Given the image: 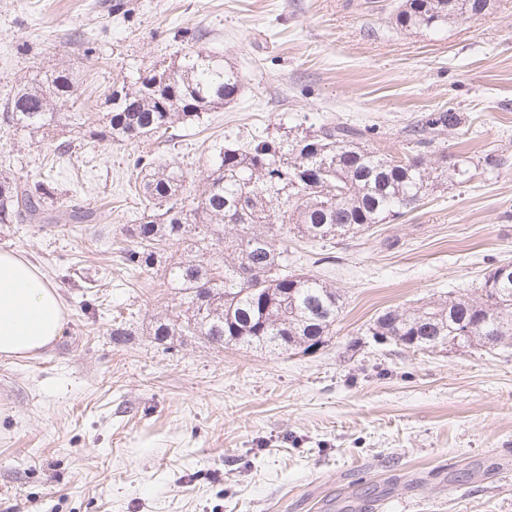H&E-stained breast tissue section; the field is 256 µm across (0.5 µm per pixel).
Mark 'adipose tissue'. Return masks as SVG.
Segmentation results:
<instances>
[{"instance_id": "adipose-tissue-1", "label": "adipose tissue", "mask_w": 512, "mask_h": 512, "mask_svg": "<svg viewBox=\"0 0 512 512\" xmlns=\"http://www.w3.org/2000/svg\"><path fill=\"white\" fill-rule=\"evenodd\" d=\"M66 306L55 284L19 253L0 250V359L26 358L62 334Z\"/></svg>"}]
</instances>
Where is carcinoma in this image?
Masks as SVG:
<instances>
[{
	"mask_svg": "<svg viewBox=\"0 0 512 512\" xmlns=\"http://www.w3.org/2000/svg\"><path fill=\"white\" fill-rule=\"evenodd\" d=\"M456 16L448 0H402L397 26L434 29ZM239 72L220 56L193 49L172 66L159 65L134 87L112 91L111 110L94 122L54 105L77 95L66 69L47 70L18 87L4 106L8 129L54 140L58 127L90 128L93 140L129 142L161 137L174 123L199 120L232 101ZM456 112H433L411 130L419 151L402 157L368 145L370 129L325 123L286 138L254 139L219 153L212 172L186 200V172L174 162L138 159L144 198L139 222L127 229L125 260L136 272H162L179 294L171 314L158 319L153 336H202L219 347L259 348L272 355L308 353L326 343L342 312L337 289L314 274L288 272V248L274 237L287 230L308 242L354 237L415 209L429 186L466 181L461 161L431 159L423 149L435 135L457 129ZM44 181L0 173V224H66L91 221L78 204L48 212ZM182 248L175 259L167 254ZM219 250L222 267L203 265L197 253ZM368 333L416 351L512 346V278L485 274L476 289L450 293L409 309H387Z\"/></svg>",
	"mask_w": 512,
	"mask_h": 512,
	"instance_id": "1",
	"label": "carcinoma"
}]
</instances>
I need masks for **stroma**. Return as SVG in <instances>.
<instances>
[{"mask_svg":"<svg viewBox=\"0 0 512 512\" xmlns=\"http://www.w3.org/2000/svg\"><path fill=\"white\" fill-rule=\"evenodd\" d=\"M398 4L0 0V105L70 67L93 117L189 46L243 78L224 107L141 143L0 128V170L52 183L48 208L96 213L0 224V249L38 265L67 308L50 350L0 360V512H333L351 495L355 512H512V348L416 352L364 333L386 308L473 290L512 262V0L437 30L396 26ZM446 111L462 122L431 150L464 161L465 182L362 236L277 238L290 272L343 297L327 344L277 357L154 339L178 297L120 251L143 210L137 158L178 163L192 191L254 138L344 122L398 156Z\"/></svg>","mask_w":512,"mask_h":512,"instance_id":"stroma-1","label":"stroma"}]
</instances>
